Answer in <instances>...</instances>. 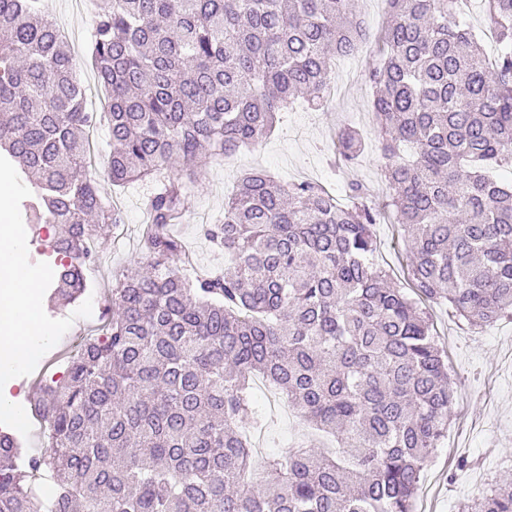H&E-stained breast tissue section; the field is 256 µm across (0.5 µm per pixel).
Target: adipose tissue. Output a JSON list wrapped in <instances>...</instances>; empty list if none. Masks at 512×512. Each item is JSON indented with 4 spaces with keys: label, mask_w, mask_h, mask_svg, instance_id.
Returning <instances> with one entry per match:
<instances>
[{
    "label": "adipose tissue",
    "mask_w": 512,
    "mask_h": 512,
    "mask_svg": "<svg viewBox=\"0 0 512 512\" xmlns=\"http://www.w3.org/2000/svg\"><path fill=\"white\" fill-rule=\"evenodd\" d=\"M10 186L0 177V409L9 408L12 375L50 336L38 318L41 272L26 256L24 234L8 209Z\"/></svg>",
    "instance_id": "ef3b65f1"
}]
</instances>
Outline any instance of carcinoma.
<instances>
[{
  "mask_svg": "<svg viewBox=\"0 0 512 512\" xmlns=\"http://www.w3.org/2000/svg\"><path fill=\"white\" fill-rule=\"evenodd\" d=\"M388 2L368 69L382 210L358 182L345 206L316 183L246 172L224 222L204 229L231 262L191 279L170 226L198 169L259 143L298 97L326 105L332 58L364 36L352 0H99V112L46 0H0V160L33 177L30 223L58 228L53 299L84 290L89 241L120 223L87 170L86 134L108 125L114 188L156 184L104 337L35 405L49 448L30 456L0 432V512H415L453 387L428 313L373 262V227L383 210L404 227L420 296L472 326L512 315V0H484L502 45L492 65L460 0ZM363 149L358 131L339 132L343 161ZM256 375L338 447L288 448L251 482L241 424ZM43 468L50 506L26 483ZM461 512H512V482Z\"/></svg>",
  "mask_w": 512,
  "mask_h": 512,
  "instance_id": "carcinoma-1",
  "label": "carcinoma"
}]
</instances>
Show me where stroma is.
I'll return each instance as SVG.
<instances>
[{
	"label": "stroma",
	"mask_w": 512,
	"mask_h": 512,
	"mask_svg": "<svg viewBox=\"0 0 512 512\" xmlns=\"http://www.w3.org/2000/svg\"><path fill=\"white\" fill-rule=\"evenodd\" d=\"M47 5L74 58L75 79L86 91L87 108L101 109L105 90L89 59L93 0H47ZM354 5L365 30V43L359 53L337 58L333 71L336 93L326 107L315 110L305 102H296L255 147L239 151L224 163L202 167L190 189L186 217L174 228L175 235L193 253L197 269L214 270L224 264L223 253L209 245L200 229L223 218L224 201L241 171L263 170L286 184L311 181L339 198L344 195L346 183L355 179L371 186L372 203L381 201L385 193V161L371 110L367 69L378 58L375 39L390 7L387 0H354ZM344 126L359 129L367 143L364 154L351 166L335 162L332 153L334 136ZM109 143L107 126H97L90 140L96 159L91 173L102 196L119 208L122 222L109 235L99 262L85 270L87 292L65 309L54 310L47 304L55 286L56 267L55 256L46 246L56 229L50 224H26L22 204L27 184L18 174L10 176L12 194L8 207L12 220L25 225L29 260L45 273L38 293L39 317L55 332L42 353L13 379V411L0 413V428L21 436L32 455L43 454L49 445L47 425L32 414L40 390L51 381L64 378L69 360L77 355L73 340L94 334L97 326L106 321L112 276L129 267L139 248L140 230L147 222L144 201L152 185L139 182L114 192L105 174ZM374 234L375 264L392 274L397 287L408 288L401 270L402 229L384 221L375 225ZM425 308L433 323L436 343L447 359L454 394L448 437L435 449L423 473L415 512H457L459 503L477 496L487 480L512 479V467L501 464L503 457H512V319L506 317L477 330L453 317L443 301H428ZM253 393L266 405L260 413L261 427L249 432L253 447L270 454L294 447L311 433L308 421L269 382L255 379ZM17 410L28 414V422H17L13 416ZM463 456L472 460V467L458 469Z\"/></svg>",
	"instance_id": "stroma-1"
}]
</instances>
